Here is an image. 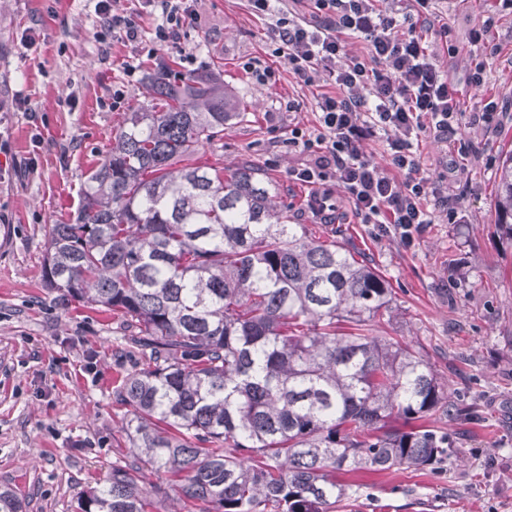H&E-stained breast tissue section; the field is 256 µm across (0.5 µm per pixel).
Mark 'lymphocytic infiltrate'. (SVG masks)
I'll return each instance as SVG.
<instances>
[{"label": "lymphocytic infiltrate", "instance_id": "1", "mask_svg": "<svg viewBox=\"0 0 512 512\" xmlns=\"http://www.w3.org/2000/svg\"><path fill=\"white\" fill-rule=\"evenodd\" d=\"M162 21L152 44L161 50L181 30L194 25L195 0H165ZM255 15L269 19L270 56L283 59L296 82L322 81L325 90L314 103L315 128L293 127L288 146L306 160L289 172L311 190L313 214L331 217L337 195L352 203L361 223L390 229L403 244H412L422 225L445 213L449 223L461 218L452 196L438 193L423 171L415 144L422 132L455 143L457 156L473 153V144L457 140L459 116L470 114L486 130L501 124L499 99L481 100L465 110V88L482 86L486 61H478L467 85H460L433 62L412 22L440 38L447 24L433 10V0H410L408 11L383 10L376 0H308V14L248 0ZM365 41L362 56L345 57L344 41ZM382 138L388 162L379 165L362 150L365 141Z\"/></svg>", "mask_w": 512, "mask_h": 512}]
</instances>
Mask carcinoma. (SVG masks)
Segmentation results:
<instances>
[{
	"instance_id": "carcinoma-1",
	"label": "carcinoma",
	"mask_w": 512,
	"mask_h": 512,
	"mask_svg": "<svg viewBox=\"0 0 512 512\" xmlns=\"http://www.w3.org/2000/svg\"><path fill=\"white\" fill-rule=\"evenodd\" d=\"M88 177L74 224H54L42 278L112 311L139 367L115 388L133 460L112 464L80 512H153L145 471L181 481L193 512H336L351 472L452 458L447 420L470 421L421 349L372 335L387 280L334 240L290 224L279 188L244 161L194 162L233 104L210 74L151 76ZM512 243V153L495 198ZM0 512L22 504L0 488Z\"/></svg>"
}]
</instances>
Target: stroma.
<instances>
[{
    "mask_svg": "<svg viewBox=\"0 0 512 512\" xmlns=\"http://www.w3.org/2000/svg\"><path fill=\"white\" fill-rule=\"evenodd\" d=\"M96 0H0V485L23 512H75L79 496L103 482L129 452L124 411L112 392L138 364L111 311L61 300L42 267L52 225L74 223L89 174L107 156L128 111L148 98V77L168 65L219 74L241 114L224 127V146L200 148L199 163L250 160L278 185L292 224L345 244L390 284L395 301L376 335L405 337L477 416L453 422L458 455L437 469L394 468L345 475L357 501L345 512H512V246L495 227L496 170L512 151V120L486 133L469 116L458 135L477 151L449 168V143L419 144L436 187L455 195L464 223L437 215L412 247L376 235L341 200L333 219L311 213L310 191L289 180L303 155L289 149V126H315V88L283 75L277 87L242 70L267 59L266 23L245 0H197L199 22L150 55L160 9L139 11L135 42L99 39ZM448 41L422 33L435 64L466 83L476 57L489 66L472 102L512 105V8L503 0H436ZM494 15L497 54L471 46L469 32ZM457 54L446 51L447 44ZM125 91L113 105L116 91ZM301 100V111L283 102Z\"/></svg>",
    "mask_w": 512,
    "mask_h": 512,
    "instance_id": "obj_1",
    "label": "stroma"
}]
</instances>
